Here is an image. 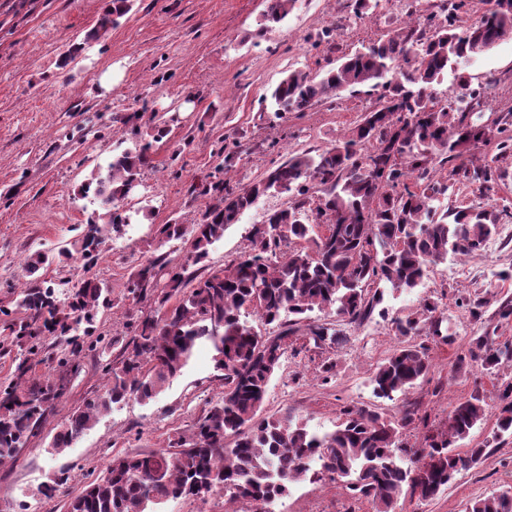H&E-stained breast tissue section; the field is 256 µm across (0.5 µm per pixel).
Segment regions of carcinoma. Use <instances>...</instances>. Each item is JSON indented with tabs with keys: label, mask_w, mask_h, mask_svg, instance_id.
Here are the masks:
<instances>
[{
	"label": "carcinoma",
	"mask_w": 512,
	"mask_h": 512,
	"mask_svg": "<svg viewBox=\"0 0 512 512\" xmlns=\"http://www.w3.org/2000/svg\"><path fill=\"white\" fill-rule=\"evenodd\" d=\"M295 2L265 0L263 29L281 23ZM481 2L487 9L465 28L458 18L471 0H440L439 21L432 14L423 24L401 25L319 75L289 71L271 93L277 115L303 112L346 90L359 94L367 87L379 95L317 155L297 152L242 187L221 180L195 187L194 193L208 198L198 221L156 226L164 243L190 242L186 259L176 263L160 254L137 271L130 293L150 302L149 310L128 324L131 338L104 365L102 391L56 429L50 448L57 453L68 447L114 404L156 398L201 342L215 351L223 396L195 423L189 439L112 457L101 476L68 499L66 512H161L160 505L201 491L242 503L244 512H272L270 506L292 485L326 477L352 497L371 501L375 512H394L403 491L429 501L483 456L482 447L458 451V442L484 419L478 395L453 406L444 429L426 435L418 446L401 440L415 421H425L409 406L398 415L346 406L335 429L323 433L293 423L286 414L257 418L299 321H306L303 335L314 347L338 345L344 341L341 330L311 319L310 313L330 310L338 322L360 324L373 316L386 289L413 290L431 266L450 255L476 253L497 233L500 211L455 206L439 216L433 205L457 183L481 194L490 191L500 178L494 163L512 153L509 138L498 142L499 153L489 163H476L471 153L503 132L512 109L484 121V88L463 83L446 101L434 94L448 70L512 34V0ZM131 9L132 0H112L85 40L104 38ZM167 134L166 126L152 125V140L138 137L112 156L105 172L81 186V196L93 202L110 197L112 204L102 205L109 210L108 221L100 224L90 216L58 256L86 267L103 258L112 233L130 223L121 202L149 165L153 144ZM445 163L452 167L442 182L436 165ZM271 192H290L291 200L253 226L248 250L198 281L187 274L188 267L205 262L230 225ZM46 264L45 254H31L29 279L14 308L0 307V355L19 351L13 378L0 384V465L38 435L62 396L57 383L35 373L44 362L45 340L68 346L61 350L64 357L87 348L104 358L119 343L96 335L98 314L114 306L112 288L88 278L61 292L39 274ZM253 317L276 330L258 331ZM394 326L402 341L370 378L377 397L391 401L431 371L428 347L416 338L450 340L448 318L428 299ZM509 363L512 346L486 331L457 357L458 367L483 371ZM498 398V432L512 436V379L501 381ZM315 458L317 469L311 466ZM70 479V471L60 469L40 493L50 499ZM466 512H512V491L478 498Z\"/></svg>",
	"instance_id": "obj_1"
}]
</instances>
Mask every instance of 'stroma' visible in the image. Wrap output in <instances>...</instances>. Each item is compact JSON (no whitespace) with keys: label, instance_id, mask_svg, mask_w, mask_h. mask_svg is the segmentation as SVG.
<instances>
[{"label":"stroma","instance_id":"35a3bbf8","mask_svg":"<svg viewBox=\"0 0 512 512\" xmlns=\"http://www.w3.org/2000/svg\"><path fill=\"white\" fill-rule=\"evenodd\" d=\"M348 0H297L286 19L261 31L263 0H134L131 12L106 40L84 46L66 68L60 54L82 44L103 12L100 0H0V306L11 305L26 283L29 255H53L44 268L57 283L87 277L104 279L116 302L100 317L103 335L124 336L142 303L128 292L132 275L162 248L154 227L171 220L193 223L203 207L192 192L208 173L231 183L248 184L297 151L317 152L343 134L368 107L372 96L347 91L332 101L276 118L268 96L291 70L318 73L344 54L385 39L405 18L402 5L385 4L356 18ZM471 86L492 83L487 102L499 112L512 107V36L476 56L460 72H448L436 85L438 99L457 89L459 78ZM176 115L168 135L155 143L151 161L127 203L131 222L112 237L96 267L59 261L58 249L95 209L81 198V184L106 165L133 127H144L151 113ZM241 140L232 160L218 150L224 138ZM288 193L261 198L230 226L211 249L207 262L193 266L206 274L247 248L253 225L267 212L286 206ZM507 209L498 233L471 256L430 267L412 292L389 291L384 315L360 326L343 325L345 343L325 349L286 353L273 374L263 415L290 413L313 431L332 430L344 406H379L390 414L404 402L417 403L426 424L404 430L408 444L420 443L429 430L443 428L452 407L472 394L484 396L486 415L464 447L482 446V460L462 470L432 501L401 495L395 512H465L474 499L512 487V437L499 440L495 376L457 368L472 337L482 332L512 343V317L498 307L512 301V159L491 191L457 186L436 203ZM487 301L473 314L469 299ZM438 303L454 340L429 346L432 370L407 396L380 400L369 377L400 342L394 319L414 312L421 300ZM213 352H196L180 375L154 400L130 399L113 406L69 447L50 455L57 427L83 400L100 392L104 373L99 360L84 352L64 376L65 393L41 433L15 460L0 465V512H15L25 501L29 512H64L68 494L101 475L112 456L167 447L188 436L211 401L224 390ZM336 363L330 382L321 379L325 360ZM69 468L71 481L50 500L40 487L53 471ZM277 512H373L335 483L303 481L275 505Z\"/></svg>","mask_w":512,"mask_h":512}]
</instances>
